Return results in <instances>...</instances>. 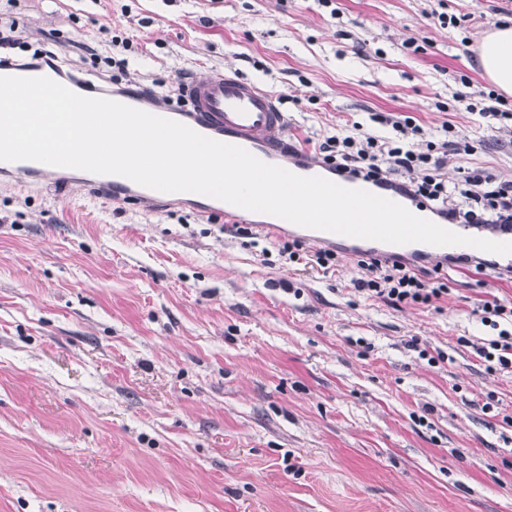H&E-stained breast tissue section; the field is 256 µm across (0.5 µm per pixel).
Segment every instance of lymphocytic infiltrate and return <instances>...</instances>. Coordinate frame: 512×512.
<instances>
[{
  "mask_svg": "<svg viewBox=\"0 0 512 512\" xmlns=\"http://www.w3.org/2000/svg\"><path fill=\"white\" fill-rule=\"evenodd\" d=\"M463 85V91L455 95L460 109L478 113L491 126L512 120V110L501 94L468 79ZM371 119L391 127V136H376L356 122L348 134L325 137L315 149L317 159L337 173L389 183L423 198L448 223L512 226V180L479 167L461 169L452 186L442 177L440 170L448 155L476 151L453 125H445L444 139L432 141L424 139L422 127L412 117L375 113ZM358 266L361 275L353 281L355 290L393 307L430 306L449 292L448 279L437 267L384 259L368 250L360 252ZM474 313L498 331L496 339L477 348L478 357L488 371L512 369V330L499 326L500 321L512 320V306L492 295L479 300Z\"/></svg>",
  "mask_w": 512,
  "mask_h": 512,
  "instance_id": "obj_1",
  "label": "lymphocytic infiltrate"
}]
</instances>
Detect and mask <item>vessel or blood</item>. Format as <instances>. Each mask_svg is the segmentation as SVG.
Returning <instances> with one entry per match:
<instances>
[{"instance_id": "vessel-or-blood-1", "label": "vessel or blood", "mask_w": 512, "mask_h": 512, "mask_svg": "<svg viewBox=\"0 0 512 512\" xmlns=\"http://www.w3.org/2000/svg\"><path fill=\"white\" fill-rule=\"evenodd\" d=\"M114 101L143 111L180 122L203 136L223 143L240 146L260 160L282 167L300 176H321L335 179L333 169L320 162L309 160L306 152L289 151L284 140L288 118L279 99L260 84L228 70L215 76H189L183 82L180 105L150 102L141 87L129 86L124 91L113 92ZM0 176H30L46 184L68 186L65 168L36 161H0ZM93 188L111 191L113 195L141 202L169 201V194L140 186L119 175H109L93 181ZM201 215L220 214L230 222H248L251 227L276 236L287 235L291 222L273 215L255 213L228 203L197 195L190 201ZM381 250L396 256L417 255L427 258L444 257L447 247L425 243L405 245L382 244Z\"/></svg>"}]
</instances>
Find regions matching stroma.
Returning a JSON list of instances; mask_svg holds the SVG:
<instances>
[{"mask_svg": "<svg viewBox=\"0 0 512 512\" xmlns=\"http://www.w3.org/2000/svg\"><path fill=\"white\" fill-rule=\"evenodd\" d=\"M447 2L461 27L427 0H0V23L13 58L53 37L106 90L174 100L178 71L239 70L298 145L375 112L450 123L477 151L448 182L512 180V127L451 105L512 0ZM72 175L0 178V512H512V372L477 357L497 332L472 313L512 283L452 264L438 307L394 308L354 290L344 246L324 276L282 238Z\"/></svg>", "mask_w": 512, "mask_h": 512, "instance_id": "35a3bbf8", "label": "stroma"}]
</instances>
